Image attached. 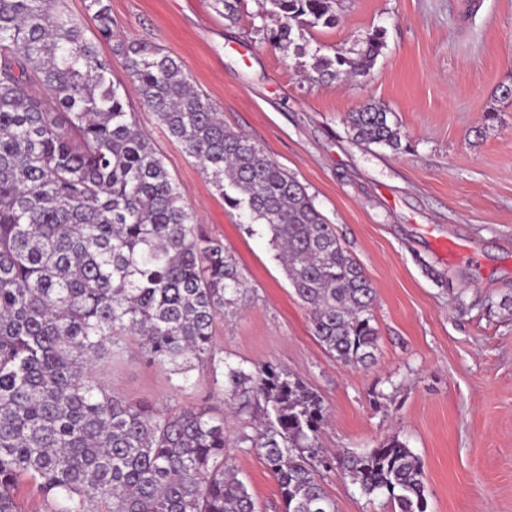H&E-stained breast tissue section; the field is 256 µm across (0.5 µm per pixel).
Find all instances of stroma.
Listing matches in <instances>:
<instances>
[{
  "instance_id": "35a3bbf8",
  "label": "stroma",
  "mask_w": 512,
  "mask_h": 512,
  "mask_svg": "<svg viewBox=\"0 0 512 512\" xmlns=\"http://www.w3.org/2000/svg\"><path fill=\"white\" fill-rule=\"evenodd\" d=\"M109 5L120 37L180 59L225 124L298 179L376 291L375 362H336L267 235L245 230L131 96L184 203L244 275L235 308L215 324L218 357L248 370L280 365L318 391L329 413L321 451L363 453L399 436L423 463L429 512H512V311L500 306L512 297V98L500 91L512 86V0H342L339 23L306 31L300 55L269 42L263 0H242L234 21L212 0ZM376 28L386 47L367 77H303L315 57L356 48ZM370 100L394 113L400 149L353 140L345 116ZM95 377L111 396L223 417L227 464L261 512H280L275 477L242 441L261 402L219 393L206 366L180 385L133 349ZM320 480L336 512H393L340 469Z\"/></svg>"
}]
</instances>
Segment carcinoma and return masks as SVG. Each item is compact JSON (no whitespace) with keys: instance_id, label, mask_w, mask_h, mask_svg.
<instances>
[{"instance_id":"1","label":"carcinoma","mask_w":512,"mask_h":512,"mask_svg":"<svg viewBox=\"0 0 512 512\" xmlns=\"http://www.w3.org/2000/svg\"><path fill=\"white\" fill-rule=\"evenodd\" d=\"M269 41L300 49L304 31L336 25V0H265ZM87 35L66 0H0V512H22L27 480L54 512H258L228 468L224 419L108 396L93 368L133 347L190 381L217 373L213 326L245 287L224 243L198 231L152 140L129 107L134 91L225 203L262 226L313 336L342 365L376 358L375 289L306 188L193 87L181 61L137 39L117 42L126 82L112 79L113 20L88 0ZM385 32L358 51L315 59L320 79L367 76ZM40 85L44 96L33 92ZM353 139L400 148L403 131L376 102L347 113ZM219 390L263 399L244 436L277 480L284 512H335L309 459L328 419L321 395L273 364H224ZM367 496L428 512L420 458L393 436L367 453L324 457Z\"/></svg>"}]
</instances>
